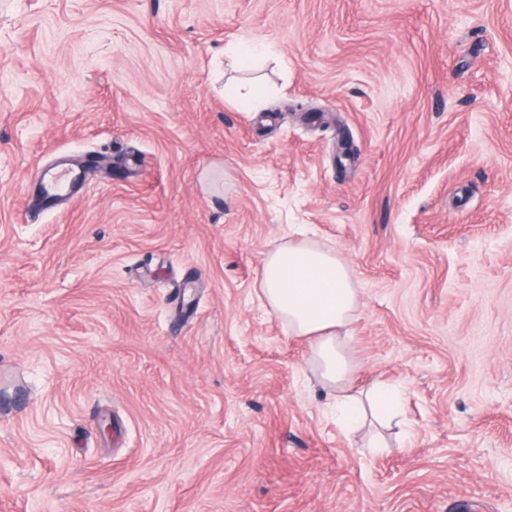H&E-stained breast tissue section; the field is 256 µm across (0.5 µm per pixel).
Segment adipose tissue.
<instances>
[{
    "instance_id": "adipose-tissue-1",
    "label": "adipose tissue",
    "mask_w": 512,
    "mask_h": 512,
    "mask_svg": "<svg viewBox=\"0 0 512 512\" xmlns=\"http://www.w3.org/2000/svg\"><path fill=\"white\" fill-rule=\"evenodd\" d=\"M260 290L289 333L309 338L322 380L336 388V410L346 427H359L371 412L396 416L399 400L391 389L376 386L362 397L350 391L355 366L345 339L360 291L337 251L307 241L279 246L264 259Z\"/></svg>"
}]
</instances>
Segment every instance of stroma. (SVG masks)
Masks as SVG:
<instances>
[{"instance_id": "stroma-1", "label": "stroma", "mask_w": 512, "mask_h": 512, "mask_svg": "<svg viewBox=\"0 0 512 512\" xmlns=\"http://www.w3.org/2000/svg\"><path fill=\"white\" fill-rule=\"evenodd\" d=\"M298 238L400 424L344 431L262 299ZM459 500L512 512V0H0V512Z\"/></svg>"}]
</instances>
